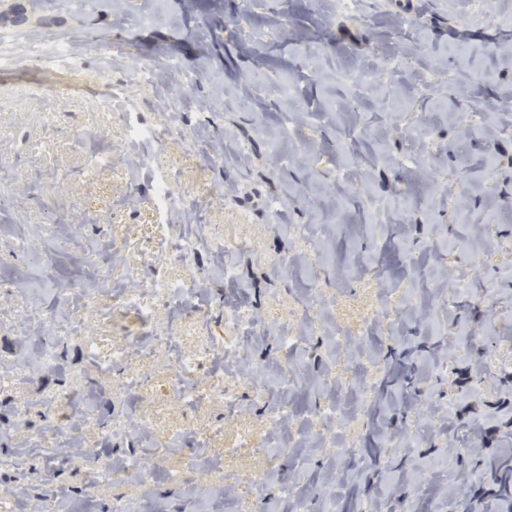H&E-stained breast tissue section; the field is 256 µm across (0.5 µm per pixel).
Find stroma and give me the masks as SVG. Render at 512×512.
Masks as SVG:
<instances>
[{
  "instance_id": "35a3bbf8",
  "label": "stroma",
  "mask_w": 512,
  "mask_h": 512,
  "mask_svg": "<svg viewBox=\"0 0 512 512\" xmlns=\"http://www.w3.org/2000/svg\"><path fill=\"white\" fill-rule=\"evenodd\" d=\"M0 37V232L36 246L0 242V489L64 494L68 512H105L117 494L131 512L175 501L187 512H367L412 499L420 512H489V465H512V430L492 412L512 407V0H355L347 12L335 0H50L24 26L0 24ZM61 40L73 57L56 56ZM133 118L164 137L144 168L126 135ZM95 152L111 161L85 176ZM159 178L178 191L162 218ZM161 221L169 236H199L164 274L192 272L208 306L164 303L145 322L112 293L130 270L154 276ZM63 237L45 270L37 250ZM217 238L237 246L236 280ZM111 248L106 275L84 266ZM73 280L99 301L56 306V363L32 366L44 336L35 314ZM229 307L248 315L237 404L208 392L226 366L215 358L193 377L200 402L184 408L172 368L220 345ZM288 332L303 334L302 349L282 348ZM145 335L161 341L153 354L109 369L87 349ZM276 364L303 381L258 396L251 373ZM122 377L143 386L122 390ZM74 389L93 394V420L74 423ZM280 401L288 420L266 431ZM129 415L144 417L149 441L126 428ZM50 428L115 460L138 454L151 475L98 481L44 445ZM244 430L264 448L225 456ZM452 446L478 449L477 461L450 457ZM247 474L259 493L238 485ZM222 485L234 495L213 496Z\"/></svg>"
}]
</instances>
